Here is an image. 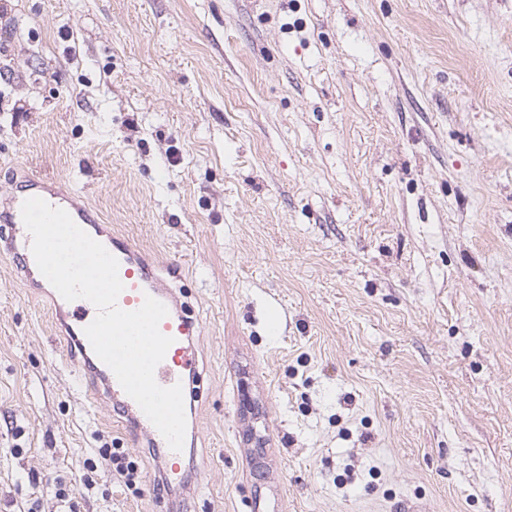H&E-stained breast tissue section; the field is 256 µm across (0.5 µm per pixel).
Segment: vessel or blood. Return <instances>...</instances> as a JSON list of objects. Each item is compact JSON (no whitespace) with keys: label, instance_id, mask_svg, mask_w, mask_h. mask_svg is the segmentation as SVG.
<instances>
[{"label":"vessel or blood","instance_id":"1","mask_svg":"<svg viewBox=\"0 0 512 512\" xmlns=\"http://www.w3.org/2000/svg\"><path fill=\"white\" fill-rule=\"evenodd\" d=\"M29 195L66 210L81 229L118 260V276L124 285L117 299L119 308L126 311L137 310L148 296L166 306L168 314L161 320L159 330L163 335L172 337L173 342L155 369L156 382L160 386L170 387L184 383L186 376L195 375L198 359L191 341L194 323L186 316L184 306L177 303L167 284L168 279H180L181 264L169 265L166 277H159L149 252L134 247L124 236L104 229L98 214L92 208L79 203L73 195L56 190L47 181L36 176L30 180ZM23 202L24 198L20 196L5 199V208L0 211V222L9 224L11 231L0 238V248L18 258V274L25 282L40 284L44 277L35 262L31 250L32 238L22 219ZM52 299L58 325L67 330L70 340L84 356L89 373L105 390L113 408L123 414L129 425L150 444L163 443L162 434L124 391L112 369L95 354L84 333L97 315L96 307L83 298L66 301L57 293L53 294Z\"/></svg>","mask_w":512,"mask_h":512}]
</instances>
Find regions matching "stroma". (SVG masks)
I'll return each mask as SVG.
<instances>
[{"instance_id":"1","label":"stroma","mask_w":512,"mask_h":512,"mask_svg":"<svg viewBox=\"0 0 512 512\" xmlns=\"http://www.w3.org/2000/svg\"><path fill=\"white\" fill-rule=\"evenodd\" d=\"M32 176L184 264L200 377L167 459L0 252V512H512V0H0ZM100 454L109 458L115 471L124 479L125 486L134 490L136 493L140 491L137 487L142 482L141 471L138 464L131 460L124 448H104Z\"/></svg>"}]
</instances>
